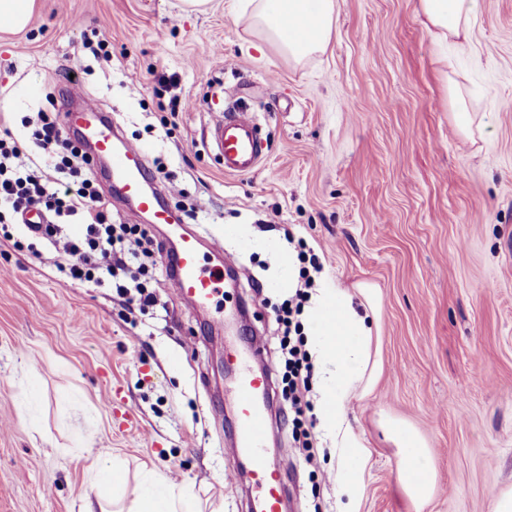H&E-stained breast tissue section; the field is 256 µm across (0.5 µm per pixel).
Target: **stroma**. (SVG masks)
I'll use <instances>...</instances> for the list:
<instances>
[{
    "mask_svg": "<svg viewBox=\"0 0 512 512\" xmlns=\"http://www.w3.org/2000/svg\"><path fill=\"white\" fill-rule=\"evenodd\" d=\"M179 0H35L28 27L0 32V116L67 105L51 81L84 68L85 91L181 182V213L213 212L208 237L236 259L225 316L246 307L277 361L278 263L286 232L319 255L323 278L378 291L371 360L346 410L360 445L315 425L312 464L294 460L288 400L274 382L270 458L284 461V512H418L400 477L389 422L426 441L434 493L419 512H493L512 487V0H481L470 43L440 51L417 0H338L326 53L296 63L252 49L230 0L186 14ZM106 40L111 62L91 45ZM176 76L190 109L161 123L158 76ZM465 90L481 135L460 139L446 77ZM261 125L265 159L230 175L205 144L235 100ZM0 236V512H83L88 468L111 449L127 472L113 512H130L146 472L188 486L201 512H249L253 486L227 492L236 429L226 335L211 350L206 320L158 267L157 303L132 312L107 287L58 281L53 256Z\"/></svg>",
    "mask_w": 512,
    "mask_h": 512,
    "instance_id": "obj_1",
    "label": "stroma"
}]
</instances>
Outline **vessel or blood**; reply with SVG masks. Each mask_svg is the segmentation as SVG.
I'll return each instance as SVG.
<instances>
[{
    "mask_svg": "<svg viewBox=\"0 0 512 512\" xmlns=\"http://www.w3.org/2000/svg\"><path fill=\"white\" fill-rule=\"evenodd\" d=\"M69 99L74 106L66 113L68 128L91 149L94 157L105 162L108 178L119 186L124 204L153 223L171 226L173 236L166 259L175 293L194 308L203 310L211 306L224 286L225 269L234 264L232 256L225 253L223 242L204 241L199 232L184 226L167 204L168 189L152 174L144 148L120 133L111 113L86 99L75 87L70 88ZM206 143L222 159L228 174L246 175L255 171L263 155L255 115L237 106L226 109L208 127ZM205 248L219 256V263L211 267L202 265L201 251ZM261 351V345L254 344L239 353L233 387L236 433L224 453L241 460L249 469L255 490L252 512H282L283 471L277 462L267 459L262 447L268 431L271 374L250 364Z\"/></svg>",
    "mask_w": 512,
    "mask_h": 512,
    "instance_id": "1",
    "label": "vessel or blood"
}]
</instances>
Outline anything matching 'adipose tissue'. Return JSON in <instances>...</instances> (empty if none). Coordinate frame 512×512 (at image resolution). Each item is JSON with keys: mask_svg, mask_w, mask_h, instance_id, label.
<instances>
[{"mask_svg": "<svg viewBox=\"0 0 512 512\" xmlns=\"http://www.w3.org/2000/svg\"><path fill=\"white\" fill-rule=\"evenodd\" d=\"M479 0H418L417 16L439 45L469 40L478 17ZM239 15L257 36L260 47H271L300 62L326 51L334 33L336 0H243ZM377 317L360 313L343 285H332L311 306L306 334L312 350L330 377L321 401L324 429L344 433L346 405L362 380L370 359ZM403 449L400 476L416 504L431 496L434 482L426 445L413 431L394 425ZM121 478L111 454H97L89 469L95 505L85 512H112L111 487ZM193 498L162 476L147 478L133 512H192Z\"/></svg>", "mask_w": 512, "mask_h": 512, "instance_id": "obj_1", "label": "adipose tissue"}]
</instances>
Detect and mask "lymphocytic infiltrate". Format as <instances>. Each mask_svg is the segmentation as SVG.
Returning <instances> with one entry per match:
<instances>
[{"label": "lymphocytic infiltrate", "mask_w": 512, "mask_h": 512, "mask_svg": "<svg viewBox=\"0 0 512 512\" xmlns=\"http://www.w3.org/2000/svg\"><path fill=\"white\" fill-rule=\"evenodd\" d=\"M28 134L19 139L11 130L0 133V224H13L31 210L51 215V222L29 225L27 247L33 253L57 255L64 282L109 286L114 298L129 308L146 311L156 298L147 281L158 266L160 245L143 225L113 223L108 206L87 172L90 154L75 143L57 115L40 112L23 117ZM77 224V234L66 231ZM316 281L300 268L294 292L284 300L279 321L278 368L288 392L297 457L311 462L310 408L307 395L314 364L306 348L301 316Z\"/></svg>", "instance_id": "lymphocytic-infiltrate-1"}]
</instances>
